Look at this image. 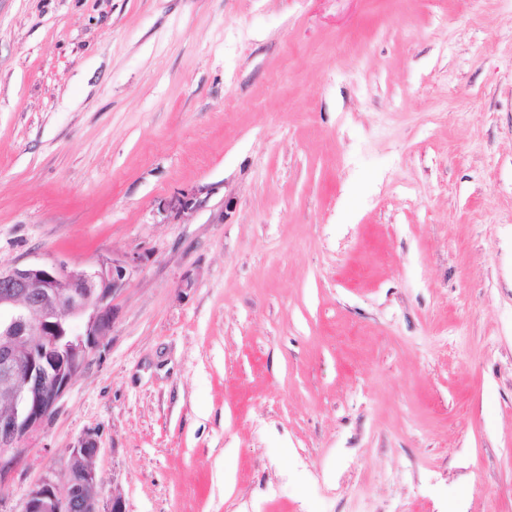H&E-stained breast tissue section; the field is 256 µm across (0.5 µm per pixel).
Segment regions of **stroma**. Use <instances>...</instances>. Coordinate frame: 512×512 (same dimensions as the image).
<instances>
[{
	"mask_svg": "<svg viewBox=\"0 0 512 512\" xmlns=\"http://www.w3.org/2000/svg\"><path fill=\"white\" fill-rule=\"evenodd\" d=\"M127 269L0 512H512V0H0V266ZM98 451L93 440L82 441L73 448L67 485L60 488L49 479L42 480L28 492L23 512H126L120 498H112L110 506L103 510L99 508L97 474L87 465ZM73 475L77 479L72 480Z\"/></svg>",
	"mask_w": 512,
	"mask_h": 512,
	"instance_id": "obj_1",
	"label": "stroma"
}]
</instances>
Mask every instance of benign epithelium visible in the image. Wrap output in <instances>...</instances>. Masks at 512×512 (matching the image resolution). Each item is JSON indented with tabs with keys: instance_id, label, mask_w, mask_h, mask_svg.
Here are the masks:
<instances>
[{
	"instance_id": "benign-epithelium-1",
	"label": "benign epithelium",
	"mask_w": 512,
	"mask_h": 512,
	"mask_svg": "<svg viewBox=\"0 0 512 512\" xmlns=\"http://www.w3.org/2000/svg\"><path fill=\"white\" fill-rule=\"evenodd\" d=\"M125 267L101 263L84 270L64 260L0 267V491L10 465L25 451L73 378L83 369L114 318L112 299ZM75 341L59 347L62 336ZM99 448L85 440L72 449L76 479L60 488L42 480L27 494L23 512H126L124 502L98 504V479L88 462Z\"/></svg>"
}]
</instances>
